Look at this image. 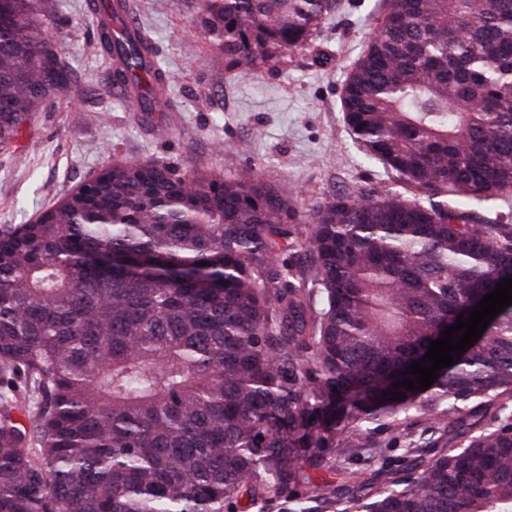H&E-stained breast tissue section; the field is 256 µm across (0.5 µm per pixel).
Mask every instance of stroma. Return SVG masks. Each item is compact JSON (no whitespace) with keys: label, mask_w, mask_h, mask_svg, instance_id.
Wrapping results in <instances>:
<instances>
[{"label":"stroma","mask_w":512,"mask_h":512,"mask_svg":"<svg viewBox=\"0 0 512 512\" xmlns=\"http://www.w3.org/2000/svg\"><path fill=\"white\" fill-rule=\"evenodd\" d=\"M128 2L131 24L156 45L161 68L178 77L173 111H128L98 49L89 0H43L69 83L24 127L20 148L0 150V227L33 220L115 161L224 174L260 169L262 182L293 187L288 227L297 240L312 209L333 196L366 184L396 189L381 164L365 161L341 109L343 81L377 32L382 0H341L312 44L240 79L201 28L200 0Z\"/></svg>","instance_id":"1"}]
</instances>
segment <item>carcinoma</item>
Returning <instances> with one entry per match:
<instances>
[{
    "mask_svg": "<svg viewBox=\"0 0 512 512\" xmlns=\"http://www.w3.org/2000/svg\"><path fill=\"white\" fill-rule=\"evenodd\" d=\"M386 2L342 111L418 196H337L305 267L293 190L254 168L114 162L0 230V512H512V305L428 389L393 387L512 278V212H477L512 197V0ZM41 5L0 0V149L68 86ZM200 6L244 76L339 0ZM93 11L113 84L172 108L127 0ZM371 425L390 436L346 433Z\"/></svg>",
    "mask_w": 512,
    "mask_h": 512,
    "instance_id": "1",
    "label": "carcinoma"
}]
</instances>
